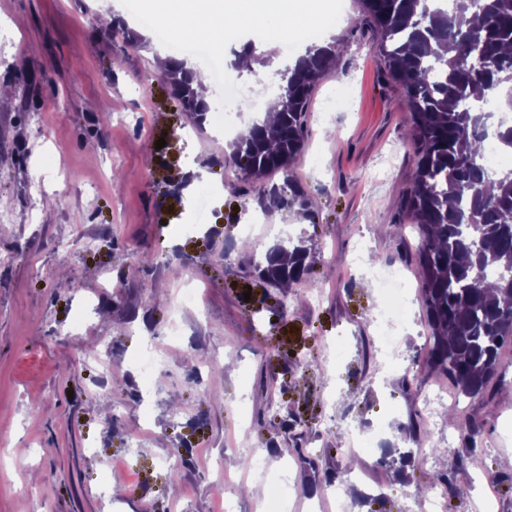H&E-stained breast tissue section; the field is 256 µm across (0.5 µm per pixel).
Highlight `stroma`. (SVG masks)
<instances>
[{
  "instance_id": "stroma-1",
  "label": "stroma",
  "mask_w": 512,
  "mask_h": 512,
  "mask_svg": "<svg viewBox=\"0 0 512 512\" xmlns=\"http://www.w3.org/2000/svg\"><path fill=\"white\" fill-rule=\"evenodd\" d=\"M106 9L126 12L120 0H0V84L11 90L0 107V512H220L226 494L235 512H263L282 462L294 466L293 496L315 502L350 456L362 477L352 512H422L416 490L440 471L460 487L443 512H512L511 347L488 401L448 402L410 441L419 461L407 477L377 463L424 394L451 384L429 372L416 254L392 233L416 167L410 112L360 0H343L330 29L336 64L295 162L305 199L266 210L258 199L281 176L245 180L224 135L175 99L161 74L169 48L132 18L149 48L107 37ZM247 44L257 69L241 81L288 58L249 34L225 60ZM200 195L207 222L195 229ZM303 229L308 278L256 287L252 261ZM377 264L408 279L392 357L378 341ZM186 288L198 306L174 315ZM150 344L166 364L147 390L132 358ZM471 420L482 427L473 442L460 430ZM374 427L384 445L352 450ZM184 447L192 462L175 482ZM253 448L266 471L240 466Z\"/></svg>"
}]
</instances>
